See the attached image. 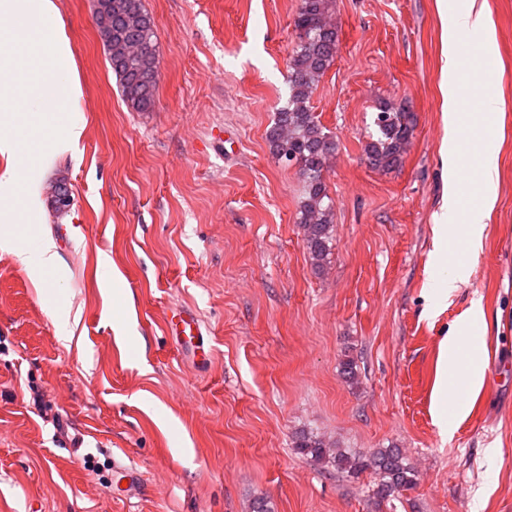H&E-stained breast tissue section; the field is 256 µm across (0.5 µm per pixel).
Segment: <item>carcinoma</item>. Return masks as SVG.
Listing matches in <instances>:
<instances>
[{"label":"carcinoma","mask_w":512,"mask_h":512,"mask_svg":"<svg viewBox=\"0 0 512 512\" xmlns=\"http://www.w3.org/2000/svg\"><path fill=\"white\" fill-rule=\"evenodd\" d=\"M122 5L140 23L126 32L123 18L112 17V72L119 77L122 94L134 110L146 112L154 104L158 82V60L154 47L152 20L141 0H124ZM299 44L288 57V97L277 108L268 131L271 152L277 161L297 172L304 184L299 224L312 265L324 269L334 238L332 199L327 192L325 173L336 155V139L312 112L310 98L320 78L335 60L339 35L332 21V0H300L294 20ZM363 153L374 168L392 170L400 165L410 146L412 113L386 98L378 100ZM295 447L323 467L339 468L352 475L371 470L378 483L374 496L385 500L415 485V472L405 462L400 449L380 448L356 456L335 449V444L308 432L296 434Z\"/></svg>","instance_id":"1"}]
</instances>
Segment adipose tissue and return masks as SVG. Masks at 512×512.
<instances>
[{"mask_svg": "<svg viewBox=\"0 0 512 512\" xmlns=\"http://www.w3.org/2000/svg\"><path fill=\"white\" fill-rule=\"evenodd\" d=\"M13 14L19 21L12 35L0 32V71L12 67L15 51L39 55L42 47L51 45L56 57H63L65 40L53 0H0V13ZM496 60L494 42L489 34L488 22L483 14L455 6L446 40L444 121L448 129V169L456 171L460 166L462 151V87L466 75L464 62H471L474 75L491 73ZM70 91L40 83L33 88L16 91L0 85V117H33L40 112H60L66 105ZM498 173L494 166H482L478 183L485 203L484 209L471 211L467 219H460L461 192L456 179L448 181V205L442 215L443 222L437 233L444 244L434 262L447 266L446 276L432 290V308H439L448 296L467 279L464 263L448 260L447 247L455 240H463L468 251H477L485 231V209L493 205L496 197ZM0 248L8 251L15 261L31 276L36 286H44L48 273L57 271L61 259L51 238L39 239L36 246H29L20 238L12 224L0 225ZM480 302H473L462 319L458 330L450 332L441 344L442 359L438 370V391L443 398L455 397L457 391L475 394L483 386V350L471 330L483 319Z\"/></svg>", "mask_w": 512, "mask_h": 512, "instance_id": "adipose-tissue-1", "label": "adipose tissue"}]
</instances>
